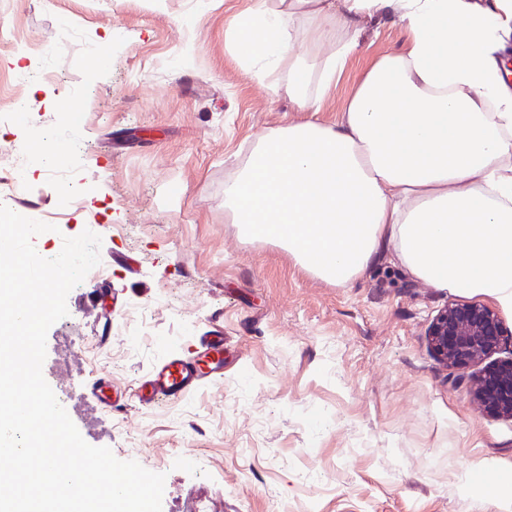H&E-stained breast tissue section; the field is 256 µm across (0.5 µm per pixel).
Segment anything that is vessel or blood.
Instances as JSON below:
<instances>
[{
    "label": "vessel or blood",
    "mask_w": 512,
    "mask_h": 512,
    "mask_svg": "<svg viewBox=\"0 0 512 512\" xmlns=\"http://www.w3.org/2000/svg\"><path fill=\"white\" fill-rule=\"evenodd\" d=\"M223 376L224 334L215 329L201 337L192 358L171 357L159 363L141 384V399L148 404L177 401Z\"/></svg>",
    "instance_id": "vessel-or-blood-1"
}]
</instances>
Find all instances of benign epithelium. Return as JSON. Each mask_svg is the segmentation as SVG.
I'll return each instance as SVG.
<instances>
[{"instance_id":"obj_1","label":"benign epithelium","mask_w":512,"mask_h":512,"mask_svg":"<svg viewBox=\"0 0 512 512\" xmlns=\"http://www.w3.org/2000/svg\"><path fill=\"white\" fill-rule=\"evenodd\" d=\"M512 333L488 307L475 302H453L439 310L430 326L429 343L449 367L464 369L496 352ZM483 409L512 417V357L499 361L476 383Z\"/></svg>"}]
</instances>
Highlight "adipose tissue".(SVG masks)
<instances>
[{
  "mask_svg": "<svg viewBox=\"0 0 512 512\" xmlns=\"http://www.w3.org/2000/svg\"><path fill=\"white\" fill-rule=\"evenodd\" d=\"M401 22L336 124L262 134L224 218L339 287L392 256L416 280L512 317V0H250L230 52L317 111L367 22Z\"/></svg>",
  "mask_w": 512,
  "mask_h": 512,
  "instance_id": "adipose-tissue-1",
  "label": "adipose tissue"
}]
</instances>
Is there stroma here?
Listing matches in <instances>:
<instances>
[{"instance_id": "stroma-1", "label": "stroma", "mask_w": 512, "mask_h": 512, "mask_svg": "<svg viewBox=\"0 0 512 512\" xmlns=\"http://www.w3.org/2000/svg\"><path fill=\"white\" fill-rule=\"evenodd\" d=\"M246 6L0 0V108L26 104L0 135V170L37 141L66 171L34 165L0 204L36 205L52 226L33 239L42 257L87 229L102 239L48 332L44 378L86 442L165 474L162 512H498L485 495L512 481V419L479 408L482 364L448 367L426 336L453 295L388 257L340 288L224 221V183L257 137L302 118L225 51ZM404 45L399 24L368 23L314 120L335 124ZM95 288L107 295L90 311ZM214 326L223 379L143 404L153 365L192 356ZM102 376L123 393L114 407L95 394ZM478 462L464 492L457 476Z\"/></svg>"}]
</instances>
